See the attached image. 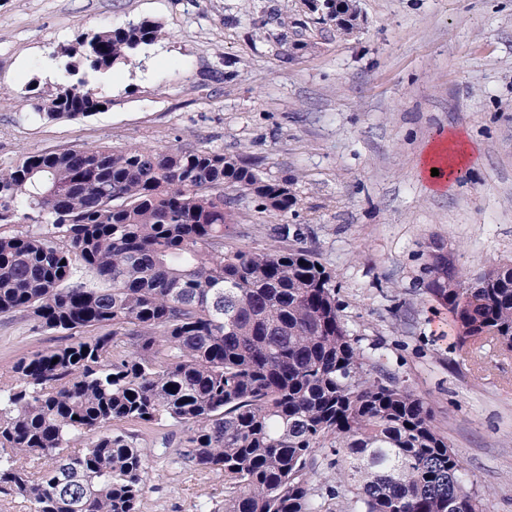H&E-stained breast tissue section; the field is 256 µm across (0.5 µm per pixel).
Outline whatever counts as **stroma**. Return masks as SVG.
<instances>
[{"instance_id":"1","label":"stroma","mask_w":512,"mask_h":512,"mask_svg":"<svg viewBox=\"0 0 512 512\" xmlns=\"http://www.w3.org/2000/svg\"><path fill=\"white\" fill-rule=\"evenodd\" d=\"M365 24L339 36L300 0H0V171L83 146L182 147L239 155L290 183L279 216L235 193L229 247L315 252L368 365L433 410L487 512H512V353L459 345L426 290L427 250L467 275L512 261V0H359ZM258 25H251V18ZM151 20L161 38L97 79L88 117L40 118L79 37ZM451 128L478 145L464 179L429 192L419 164ZM0 315V381L16 361L67 344ZM147 452L142 512H224V475L178 471L172 422H118Z\"/></svg>"}]
</instances>
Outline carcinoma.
I'll return each instance as SVG.
<instances>
[{
    "instance_id": "obj_1",
    "label": "carcinoma",
    "mask_w": 512,
    "mask_h": 512,
    "mask_svg": "<svg viewBox=\"0 0 512 512\" xmlns=\"http://www.w3.org/2000/svg\"><path fill=\"white\" fill-rule=\"evenodd\" d=\"M328 22L352 34L354 0H335ZM161 35L143 20L81 36L43 116L95 113L108 103L97 74ZM229 189L281 215L297 203L240 156L181 147H80L0 172V223L38 224L0 235V315L71 338L0 385V489L34 512H140L150 460L112 423L169 420L184 450L160 456L224 472V512H324L326 496L349 512H485L431 409L367 368L316 254L226 247ZM426 272L460 344L512 352V264L456 269L454 290L448 267ZM320 451L344 463L324 495Z\"/></svg>"
}]
</instances>
